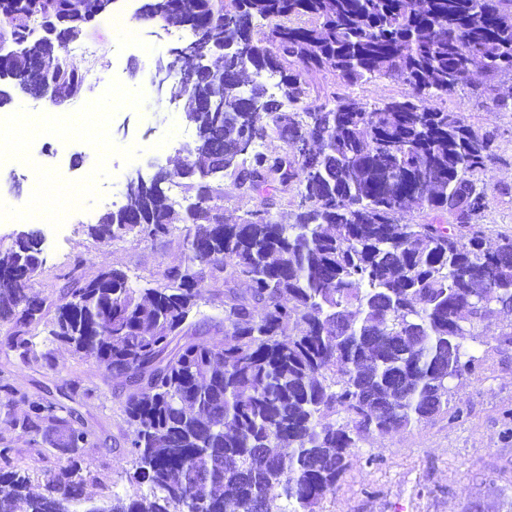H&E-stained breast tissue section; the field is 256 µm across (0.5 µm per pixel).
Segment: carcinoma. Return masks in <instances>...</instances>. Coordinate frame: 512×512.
Wrapping results in <instances>:
<instances>
[{
  "instance_id": "1",
  "label": "carcinoma",
  "mask_w": 512,
  "mask_h": 512,
  "mask_svg": "<svg viewBox=\"0 0 512 512\" xmlns=\"http://www.w3.org/2000/svg\"><path fill=\"white\" fill-rule=\"evenodd\" d=\"M161 0L147 21L185 24L202 39L224 32L241 52L187 91L186 121L201 135L190 154L206 162L215 141L229 154L209 181L175 173L193 199L177 210L165 183L105 212L89 233L101 243L157 239L190 225L187 262L157 288H134L124 271L75 277L56 301L30 303L32 236L0 249V346L28 361L29 328L54 312L52 335L125 383L133 428L126 454L147 494L108 498L112 512H316L372 434L448 413L450 383L475 373L480 327L512 310V235L487 246V184L496 137L462 125L424 100L469 85L499 112L512 98V0ZM16 23L18 50L0 58V107L30 90L31 74L89 26L71 0H0ZM334 73L345 88L394 77L407 93L370 106L347 92L334 106L290 112L309 96L305 74ZM52 79L80 88L62 62ZM270 139L280 152L257 149ZM248 181L259 206L226 224L224 178ZM299 198L293 223L271 215L275 200ZM416 203L448 223L405 219ZM224 282V345L188 336L206 280ZM11 423L50 440L67 464L44 471L46 493L0 446V512H73L83 495L79 460L92 432L74 408L55 413L20 396Z\"/></svg>"
}]
</instances>
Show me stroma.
Masks as SVG:
<instances>
[{
  "instance_id": "1",
  "label": "stroma",
  "mask_w": 512,
  "mask_h": 512,
  "mask_svg": "<svg viewBox=\"0 0 512 512\" xmlns=\"http://www.w3.org/2000/svg\"><path fill=\"white\" fill-rule=\"evenodd\" d=\"M138 29L149 50L145 56L124 50V38L108 15L81 41L58 49L71 65L84 73L95 71L102 82L63 106L62 114L76 118L91 106L107 108L106 139H99L91 127L78 136L44 130L37 122L13 130L22 151L14 164L0 167V210L7 214L0 221V245H9L13 232L42 229L46 263L29 283L31 295L60 297L74 268L90 278L114 267L138 287L161 286L165 270L184 263L189 254L184 224L163 238L127 236L105 246L88 234L89 225L123 202L131 170L146 173L154 164L172 167L176 147L195 138L182 105L158 94L149 81L156 61L177 46V38L154 22L139 23ZM432 104L457 113L473 129L498 132L499 160L484 176L490 199L484 224L489 241L512 235V114L457 93ZM54 170L71 182L90 176L96 184L68 223L42 225L30 215V199L40 178ZM223 317V295L204 288L194 313L198 336L223 343ZM511 324L512 312L492 319L484 329L485 344L474 347L481 358L476 374L453 382L450 404L461 410L459 419L441 415L419 426L367 437L351 456L335 494L321 502L318 512H512V343L501 337ZM50 330L47 318L32 327L34 361L21 362L0 348V441L19 448L18 465L33 485H41L44 469L65 458L48 441L31 443L29 434L7 422L6 414L22 394L77 408L101 442L84 454L86 498L74 505L76 512H84L87 500L139 490L125 475L132 462L121 450L130 432L120 408L124 385L95 361L73 353Z\"/></svg>"
}]
</instances>
